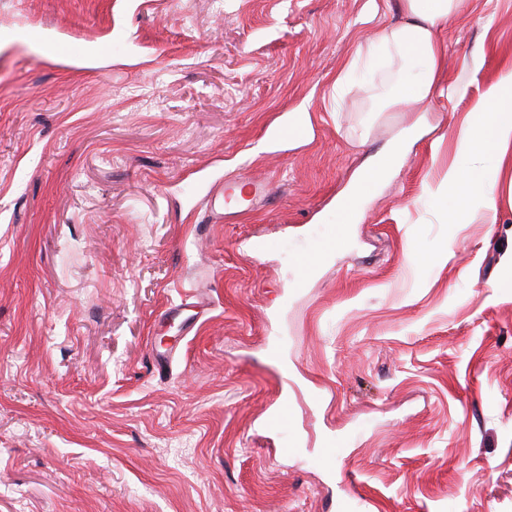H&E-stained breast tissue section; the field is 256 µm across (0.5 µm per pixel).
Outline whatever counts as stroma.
<instances>
[{
  "label": "stroma",
  "instance_id": "35a3bbf8",
  "mask_svg": "<svg viewBox=\"0 0 512 512\" xmlns=\"http://www.w3.org/2000/svg\"><path fill=\"white\" fill-rule=\"evenodd\" d=\"M402 20L0 0V512H512V207L454 224L440 188L512 0L444 25L466 97L381 112ZM358 48L373 93L333 92ZM232 178L270 202L225 214ZM398 155V148H394L392 151L382 155L377 160L376 164L369 171L361 175V177L355 182L347 193L346 198H348L352 203L358 195L367 190L371 183L383 179L394 164Z\"/></svg>",
  "mask_w": 512,
  "mask_h": 512
}]
</instances>
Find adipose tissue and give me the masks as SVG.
<instances>
[{"label": "adipose tissue", "mask_w": 512, "mask_h": 512, "mask_svg": "<svg viewBox=\"0 0 512 512\" xmlns=\"http://www.w3.org/2000/svg\"><path fill=\"white\" fill-rule=\"evenodd\" d=\"M406 21L396 27L381 29L375 36L377 47L389 49L399 59L421 58L424 69L418 80L399 82L392 104L406 100L420 101L433 97L454 99L461 95L458 87L442 85L447 46L441 36L443 24L456 15L457 0H401ZM477 111L483 121L461 123L455 137L462 153L479 158L492 156L496 177L485 176L479 170L450 165L442 185L451 201L450 219L456 224L468 223L470 204L483 203L485 217L496 221L500 194L512 197V59L502 60L497 76L484 91Z\"/></svg>", "instance_id": "adipose-tissue-1"}]
</instances>
